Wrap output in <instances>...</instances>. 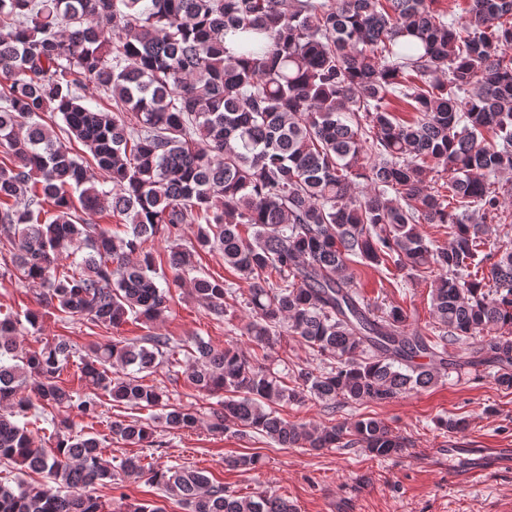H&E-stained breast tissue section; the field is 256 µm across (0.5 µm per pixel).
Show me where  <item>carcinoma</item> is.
<instances>
[{"mask_svg": "<svg viewBox=\"0 0 512 512\" xmlns=\"http://www.w3.org/2000/svg\"><path fill=\"white\" fill-rule=\"evenodd\" d=\"M230 31L246 34L237 53L224 46ZM392 100L415 116L394 117ZM48 112L67 139L39 122ZM0 148L12 158L0 166V250L11 254L0 279L42 288V307L106 328L153 323L198 251H221L239 273L244 293L190 281L218 320L244 305L245 335L263 351L198 336L184 347L186 382L224 393L209 408L214 433L399 454L404 438L377 419L295 423L278 407L316 399L334 415L429 389L459 365L448 345L463 341L468 363H494L496 383L512 389V250L488 240L512 205L495 187L512 171V0H471L449 18L429 0H0ZM429 160L448 173V195L427 180ZM106 209L123 230L87 222ZM422 224L448 225L449 245L426 240ZM157 238L169 242L163 266ZM73 247L81 261L61 264ZM356 258L432 279L434 331L411 330L398 307L375 313L350 272ZM23 320L34 327L39 312L0 317V460L44 483L0 481V512H102L84 489L118 477L70 415L97 418L103 393L161 410L110 421L113 438L139 448L155 446L160 427L196 428L197 412L141 377L180 364L179 344L159 334L95 344L80 357V395L58 381L70 342L27 350ZM285 334L327 366L284 381L269 350ZM30 412L52 426L54 446L33 445L17 420ZM121 470L187 512H296L190 467L154 470L132 456Z\"/></svg>", "mask_w": 512, "mask_h": 512, "instance_id": "1", "label": "carcinoma"}]
</instances>
